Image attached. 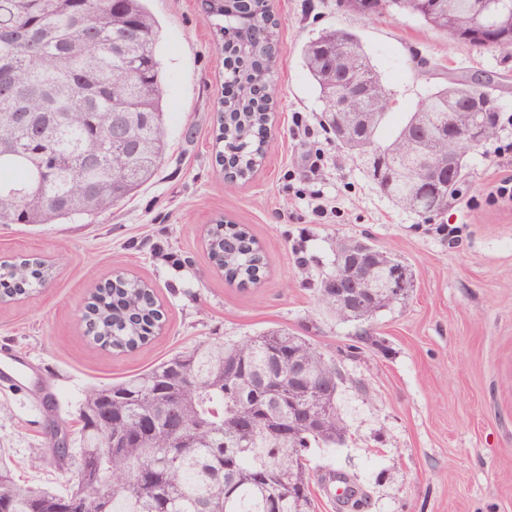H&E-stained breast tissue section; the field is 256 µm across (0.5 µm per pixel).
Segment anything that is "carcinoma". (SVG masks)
I'll list each match as a JSON object with an SVG mask.
<instances>
[{
  "label": "carcinoma",
  "mask_w": 512,
  "mask_h": 512,
  "mask_svg": "<svg viewBox=\"0 0 512 512\" xmlns=\"http://www.w3.org/2000/svg\"><path fill=\"white\" fill-rule=\"evenodd\" d=\"M448 15L425 19L435 29L464 34L477 26L471 0H444ZM207 13L221 38L235 37L233 54L242 65L228 70L227 82L239 94L224 101L228 122L218 128L216 143L234 153L233 176L248 179L264 158V131L270 102L255 95L268 81L275 56L252 50L250 32L274 38L278 21L255 4L244 13L239 0H210ZM512 21V0H495L487 21ZM159 28L145 0H0V224H57L77 215L94 216L130 197L148 182L167 150L162 107L163 84L157 54ZM307 73L324 102L325 122L339 135L336 96L345 78L370 88L367 100L352 99L343 112L378 113L365 153L355 155L367 168L382 151L391 172L416 163L421 154L445 157L467 153L482 144L435 143L429 127L462 126L479 112H497L494 100L477 106L476 86L455 79L428 91L421 114L424 129L415 139L411 121L383 143L377 138L389 111L381 78L358 36L326 29L301 49ZM124 117L133 124L129 146L112 148V124ZM50 177L40 178L41 172ZM463 178L459 171L424 191L403 177L381 191L405 209L413 197L432 215L435 202L446 205ZM220 255L225 276L256 283L263 256L248 231L219 224L208 240ZM33 281L25 259L0 265V286ZM115 294L92 293L83 319L94 343L127 351L146 345L154 322L163 317L152 288L135 276L115 278ZM378 296L363 312L369 321L402 299ZM303 361L323 379L326 403L310 404L325 413L313 431L273 435L253 424L250 409L258 380H266L268 400L277 395L288 364ZM345 381L336 361L325 357L303 336L274 329L241 343L200 342L117 382L90 386L77 410V434L69 446L47 442L45 455L30 465L52 462L72 472L68 489L28 484L16 478L13 463L0 450V494L10 512H60L71 502L74 512H314L306 465L313 448H332L348 425L336 405V385ZM112 416V430L133 434L126 447L112 450L97 421Z\"/></svg>",
  "instance_id": "obj_1"
}]
</instances>
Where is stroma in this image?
Wrapping results in <instances>:
<instances>
[{
    "label": "stroma",
    "mask_w": 512,
    "mask_h": 512,
    "mask_svg": "<svg viewBox=\"0 0 512 512\" xmlns=\"http://www.w3.org/2000/svg\"><path fill=\"white\" fill-rule=\"evenodd\" d=\"M278 20L274 106L261 166L225 182L216 161L224 55L203 0H148L163 68L166 157L130 198L68 224H0V262L38 258L46 286L0 304V347L27 365L24 394L0 389V448L20 479L64 488L53 466L28 465L56 429H75L85 388L109 384L207 340L239 343L285 328L345 376L342 445L315 450L316 512L337 507L332 476L368 495L364 512H512V201L485 198L512 175V57L431 29L418 16L368 18L342 0H271ZM327 28L355 32L391 94L389 139L432 86L491 81L497 134L465 157L445 210L425 218L393 204L326 130L301 47ZM243 225L260 245V283L227 281L207 231ZM368 239L412 274L402 303L372 322L336 319L319 284L336 244ZM147 282L165 328L134 352L102 348L80 321L92 289L116 275Z\"/></svg>",
    "instance_id": "stroma-1"
}]
</instances>
